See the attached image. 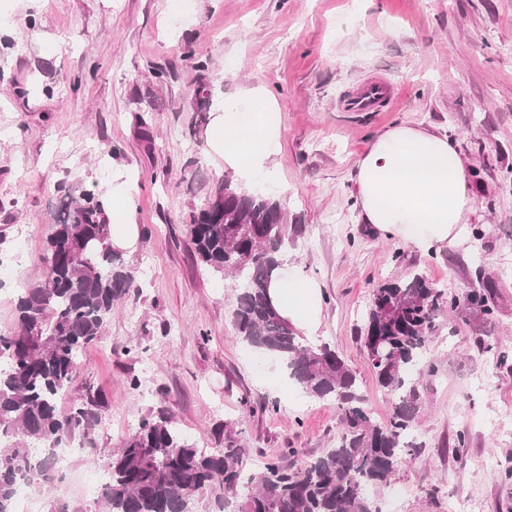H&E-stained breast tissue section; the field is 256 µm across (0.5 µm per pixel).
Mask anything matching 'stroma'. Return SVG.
I'll return each instance as SVG.
<instances>
[{"label":"stroma","instance_id":"1","mask_svg":"<svg viewBox=\"0 0 512 512\" xmlns=\"http://www.w3.org/2000/svg\"><path fill=\"white\" fill-rule=\"evenodd\" d=\"M0 14V258L27 250L0 275V332L15 326L13 280L42 278L60 189L93 186L108 200L132 181L131 219L151 229L123 258L141 274L139 291L84 349L59 402L64 411L82 402L89 383L100 391L98 447H118L160 406L203 448L215 447L214 426L230 423L253 473L281 449H298V466L336 445L335 404L303 397L278 360L235 340L232 280L197 265L186 234L231 174L210 146L200 98L219 112L259 89L280 127L259 186L301 226L288 261L321 289L309 343L339 351L377 422L392 401L358 339L373 289L419 273L459 295L480 265L497 284L494 315L463 308L439 318L416 425L423 447L380 491L383 512H512V487L489 468L512 453V361L478 347L512 348V0H192L183 20L171 0H0ZM155 68L166 77L153 78ZM361 80L389 84L396 101L337 111ZM400 124L451 135L469 160L475 236L464 245L425 254L358 221L356 164ZM265 398L279 412L261 410ZM460 432L469 443L456 450ZM68 468L65 480L33 487L36 512H106L97 455Z\"/></svg>","mask_w":512,"mask_h":512}]
</instances>
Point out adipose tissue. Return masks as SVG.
Instances as JSON below:
<instances>
[{
  "instance_id": "1",
  "label": "adipose tissue",
  "mask_w": 512,
  "mask_h": 512,
  "mask_svg": "<svg viewBox=\"0 0 512 512\" xmlns=\"http://www.w3.org/2000/svg\"><path fill=\"white\" fill-rule=\"evenodd\" d=\"M278 139L273 104L254 89L225 102L210 134L212 148L245 183L264 173ZM355 184L359 219L381 236L430 253L461 245L470 234L476 201L459 146L448 136L409 125L385 131L358 161ZM135 192L128 181L112 193L107 212L114 250L132 252L140 244V227L131 220ZM268 295L282 318L305 335H316L321 324L316 282L285 265L273 273Z\"/></svg>"
}]
</instances>
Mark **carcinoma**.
Here are the masks:
<instances>
[{"mask_svg": "<svg viewBox=\"0 0 512 512\" xmlns=\"http://www.w3.org/2000/svg\"><path fill=\"white\" fill-rule=\"evenodd\" d=\"M298 225L288 223L286 203L248 192L226 180L188 226L193 254L209 272L230 276L237 288L234 338L275 355L289 379L309 399L336 404L341 433L336 447L292 469L283 464L298 450L267 457L261 472L240 489L249 449L226 423L224 447L201 448L160 408L141 418L115 449H103L107 512H382L368 493L390 484L407 455L419 452L415 426L420 383L434 371L425 360L436 321L457 310L463 297L448 295L422 275L376 288L360 340L377 384L392 396V413L374 420L356 373L324 343L311 346L285 321L268 297L272 272L284 263ZM44 278L21 289L14 329L0 334V512H14L18 485L54 480L53 460L34 455L68 435L96 442L97 405L68 413L58 397L80 372V353L100 340L114 306L135 288V275L109 247V224L98 192L65 190L42 256ZM478 286L467 306L484 316L495 311V280L478 266Z\"/></svg>", "mask_w": 512, "mask_h": 512, "instance_id": "1", "label": "carcinoma"}]
</instances>
